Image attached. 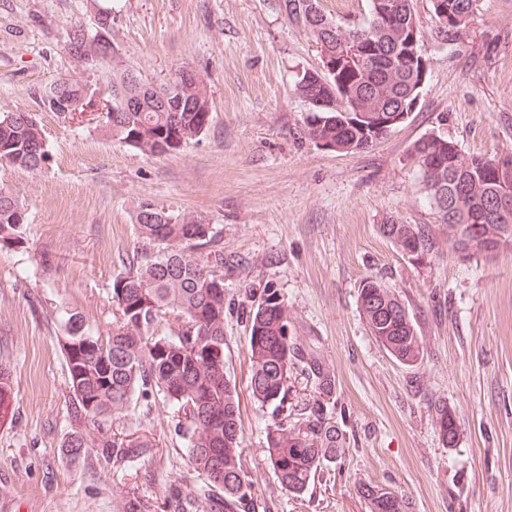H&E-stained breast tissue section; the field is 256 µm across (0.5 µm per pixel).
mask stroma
Masks as SVG:
<instances>
[{"label":"stroma","mask_w":512,"mask_h":512,"mask_svg":"<svg viewBox=\"0 0 512 512\" xmlns=\"http://www.w3.org/2000/svg\"><path fill=\"white\" fill-rule=\"evenodd\" d=\"M414 5L428 62L419 103L369 148L340 154L303 135L310 106L291 87L319 57L276 0H0V112L36 114L50 156L38 171L0 168V186L28 214L27 249L0 248V362L17 407L0 425V512H171L175 486L189 512H212L162 403L138 399L113 419V432L157 441L132 461L71 460L61 449L74 423L60 324L74 312L95 331L115 322L112 280L129 268L145 203L203 215L222 236L233 304L224 362L257 512H368L357 492L365 483L402 492L413 512H512V249L415 261L379 231L390 219L435 222L406 156L416 138L438 131L467 153L512 151V0H478L450 45L430 0ZM107 10L114 63L153 80L181 65L205 77L210 125L174 154L146 156L41 103L58 79H91L67 43ZM368 278L395 288L414 317L423 342L415 366L369 334L358 302ZM268 285L298 343L334 373L347 437L341 462L299 495L281 486L264 452L272 408L250 395L245 310ZM439 404L456 416L454 444L434 424Z\"/></svg>","instance_id":"1"}]
</instances>
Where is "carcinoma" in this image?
<instances>
[{"label": "carcinoma", "mask_w": 512, "mask_h": 512, "mask_svg": "<svg viewBox=\"0 0 512 512\" xmlns=\"http://www.w3.org/2000/svg\"><path fill=\"white\" fill-rule=\"evenodd\" d=\"M369 2V23L344 27L324 14L320 0H278L281 14L313 39L321 55L340 60L355 46L363 48L358 60L344 63L338 74L313 80L303 69L293 83L294 94L310 104L305 137L333 145L338 153L362 151L386 135L365 128L357 114L391 117L419 84V70L404 54L420 48L399 40L401 31L415 24L414 0H395L389 16L378 13L376 0ZM445 2L448 22L437 36L448 43L467 27L477 0ZM111 14L107 10L92 31L78 26L70 33L67 48L78 49L73 58L93 70L113 49ZM96 93L111 102L97 127L148 156L181 150L211 120L205 82H186L172 73L155 83L129 67L112 72L104 90L61 78L41 92V102L52 112L57 96L81 107ZM48 160L45 131L35 116L1 112L0 165L34 171ZM407 160L421 177L448 248L477 258L490 246H512V232L504 234L505 227H512V206L498 205L499 197L512 196V151L492 158L467 154L454 141L430 132L411 143ZM26 223V208L0 188V247L23 248ZM136 229L159 255L140 253L136 267L113 279L111 299L119 317L112 327L95 332L71 314L57 337L77 424L62 447L73 458L110 448L120 461L136 448H154L153 437L141 434L126 443L110 427L114 415L129 410L134 395L147 403L160 399L172 409L170 431L183 440L192 469L207 482L215 512H256L242 461L239 397L224 369L225 262L219 232L201 216H174L152 204L139 207ZM380 230L412 258L439 252L441 239L424 224L389 220ZM359 302L370 335L398 362L417 364L422 343L399 293L370 279L360 289ZM167 312L176 314L179 324L164 334L159 317ZM247 325L250 392L273 406L265 451L280 484L300 494L313 474L346 452V433L335 420L334 375L295 341L296 328L278 289L268 286L252 301ZM298 368L313 381L314 391L293 406L287 404L288 379ZM15 414L12 373L0 362V422ZM435 416L442 437L455 443L452 412L438 405ZM87 427L97 432L92 441ZM374 489L370 484L358 488L368 512H411L402 493L392 490L383 497Z\"/></svg>", "instance_id": "obj_1"}]
</instances>
